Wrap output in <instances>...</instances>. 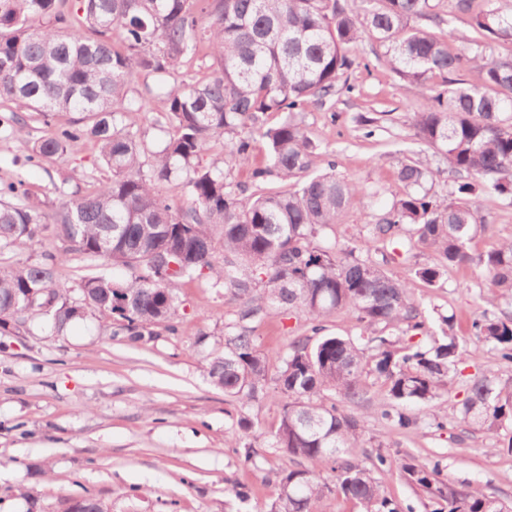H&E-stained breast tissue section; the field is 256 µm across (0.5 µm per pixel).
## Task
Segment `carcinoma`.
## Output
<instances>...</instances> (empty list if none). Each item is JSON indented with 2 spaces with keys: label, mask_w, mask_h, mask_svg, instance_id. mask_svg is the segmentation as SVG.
I'll return each mask as SVG.
<instances>
[{
  "label": "carcinoma",
  "mask_w": 512,
  "mask_h": 512,
  "mask_svg": "<svg viewBox=\"0 0 512 512\" xmlns=\"http://www.w3.org/2000/svg\"><path fill=\"white\" fill-rule=\"evenodd\" d=\"M61 0H0V104L12 105L6 123L25 132L18 111L47 117L79 112L83 118L34 142L30 159L53 160L97 144L109 172L95 189L62 202L47 215L30 201L23 180L0 188V250L32 242L54 225L69 250L126 275L115 280L89 276L73 289L56 280L61 257L0 266V335L27 319L47 316L62 332L73 321L98 311L125 322L131 339L148 325H174L175 290L205 272L239 302L235 331L224 337V353L208 362L211 383L245 407L264 397L269 363L255 344L249 323L296 310L313 332L340 310L362 326L356 337L306 336L293 341L275 381L287 398L274 432V447L303 458L309 469H292L279 483L270 512H321L324 499L342 493L360 512H397L359 459L363 438L357 416L319 399L330 390L359 405L374 377L388 387L381 417L400 429L416 423L410 405L436 411L441 386L453 377L465 354L457 336L444 333L430 343L397 346L388 330H422L412 283L389 277L391 255L376 245L406 236L430 250L439 263L414 270L429 285L448 266L476 264L490 285L493 304L512 300V241L473 256L469 244L492 232L494 221L480 212L481 194L512 196V58L489 59L466 47L452 48L454 36L429 16V0H78L64 10ZM459 12L473 13L471 44L512 41V0H455ZM118 35L121 47L113 44ZM369 36L385 48L387 65L419 89L423 108L415 115V136L448 162L454 199H440L426 183L430 168L405 163L403 187L392 208L366 225L351 247L322 244L326 230L342 223L361 187L334 173L316 174L317 144L298 119L308 104L321 107L336 96L338 83L354 66L351 51ZM213 59L203 79L158 88L167 127L150 164L142 161L137 135L125 114L143 110L144 96L131 95L139 72L176 76L182 59L199 50ZM468 66L480 74L471 85L456 79L432 87L430 79ZM270 112L287 114L263 128ZM258 132L265 156L252 164ZM237 140L224 155L204 159L208 143L222 135ZM249 166L257 191L243 196L226 170ZM285 183L266 189L270 177ZM178 181L190 203L176 205L161 192ZM224 254L223 265L216 256ZM180 270L170 272L169 264ZM473 335L495 346L512 362V319L483 312ZM459 422L476 433L495 435L512 421V385L495 376L473 380L457 409ZM331 466L328 481L315 469ZM408 479L432 489L435 471L412 460L401 464ZM448 512H503L479 487L435 488ZM105 512L87 493L69 501L66 512Z\"/></svg>",
  "instance_id": "obj_1"
}]
</instances>
